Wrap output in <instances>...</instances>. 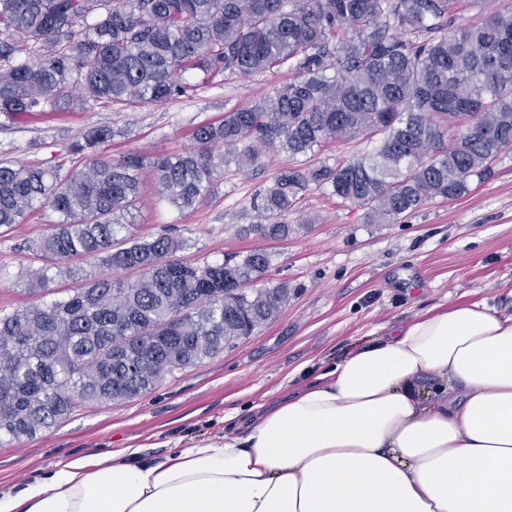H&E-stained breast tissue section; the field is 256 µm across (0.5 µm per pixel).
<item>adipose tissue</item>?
Instances as JSON below:
<instances>
[{
	"label": "adipose tissue",
	"instance_id": "ef3b65f1",
	"mask_svg": "<svg viewBox=\"0 0 512 512\" xmlns=\"http://www.w3.org/2000/svg\"><path fill=\"white\" fill-rule=\"evenodd\" d=\"M0 512H512V312L429 310L221 435L73 458Z\"/></svg>",
	"mask_w": 512,
	"mask_h": 512
}]
</instances>
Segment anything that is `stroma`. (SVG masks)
Instances as JSON below:
<instances>
[{
    "label": "stroma",
    "mask_w": 512,
    "mask_h": 512,
    "mask_svg": "<svg viewBox=\"0 0 512 512\" xmlns=\"http://www.w3.org/2000/svg\"><path fill=\"white\" fill-rule=\"evenodd\" d=\"M287 78L281 69L201 85L188 73L184 79L195 92L163 104L0 115V158L68 171L85 163L71 153V143L102 124L116 134L97 146V156L178 155L193 148L199 126L258 103ZM263 161L258 168L229 166L211 193L185 211L160 201L152 177L142 173L131 232L150 238L172 230L186 242L177 258L198 265L266 251L271 265L263 285L288 288L277 317L215 357L166 376L147 394L85 405L35 439L0 445V494L75 457L128 446L163 455L222 434L225 416L247 414L305 375L320 373L374 341L381 326L466 300L512 308V154L494 162L487 179L473 181L466 196L430 202L398 224L370 223L366 208L310 187L286 218L293 231L284 241L251 229L257 221L254 194L288 159L271 150ZM57 219L51 209L35 210L0 231V310L34 302L26 282L40 263L29 246Z\"/></svg>",
    "instance_id": "stroma-1"
}]
</instances>
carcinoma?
<instances>
[{"label":"carcinoma","instance_id":"carcinoma-1","mask_svg":"<svg viewBox=\"0 0 512 512\" xmlns=\"http://www.w3.org/2000/svg\"><path fill=\"white\" fill-rule=\"evenodd\" d=\"M482 0H0V112L139 107L187 97L190 71L253 75L288 68L258 103L197 128L193 150L146 159L92 157L61 175L0 160V228L49 207L60 220L31 246L40 297L0 313V441L32 439L85 403L132 400L274 319L288 287L257 288L270 256L221 263L174 258L183 241L121 237L141 170L179 210L210 193L230 163L288 157L256 194L253 231L286 239L281 221L310 184L396 224L453 200L512 153V5L458 23ZM109 125L70 146L86 154ZM377 138L360 156L312 161L331 141ZM74 259L106 274L62 294ZM134 269L135 279L117 276Z\"/></svg>","mask_w":512,"mask_h":512}]
</instances>
